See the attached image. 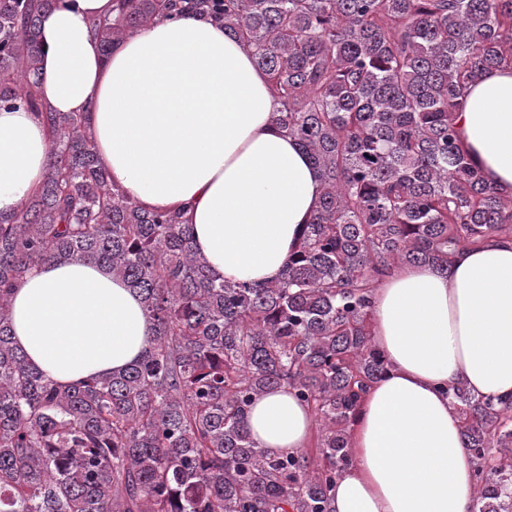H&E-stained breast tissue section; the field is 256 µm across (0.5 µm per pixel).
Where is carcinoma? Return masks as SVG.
<instances>
[{
    "label": "carcinoma",
    "instance_id": "cac0c4a2",
    "mask_svg": "<svg viewBox=\"0 0 512 512\" xmlns=\"http://www.w3.org/2000/svg\"><path fill=\"white\" fill-rule=\"evenodd\" d=\"M0 0V107L50 135L40 192L0 214V512H332L359 402L388 369L373 295L394 268L448 271L512 236L455 123L483 73L512 67V0H117L103 52L165 15L224 26L268 76L272 122L322 193L277 279H218L183 210L141 209L98 165L87 116L38 94L41 15ZM89 261L135 290L153 333L122 372L63 386L13 341L11 290L35 266ZM312 410L309 448L272 453L247 425L281 388ZM448 402L474 463L473 512H512V401L459 382Z\"/></svg>",
    "mask_w": 512,
    "mask_h": 512
}]
</instances>
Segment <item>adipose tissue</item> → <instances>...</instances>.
I'll return each mask as SVG.
<instances>
[{
	"instance_id": "adipose-tissue-1",
	"label": "adipose tissue",
	"mask_w": 512,
	"mask_h": 512,
	"mask_svg": "<svg viewBox=\"0 0 512 512\" xmlns=\"http://www.w3.org/2000/svg\"><path fill=\"white\" fill-rule=\"evenodd\" d=\"M114 0H55L40 29L42 93L84 112L100 166L146 211L179 207L193 245L228 281L278 277L321 195L308 155L271 117L266 74L223 27L160 19L102 56L95 20ZM463 148L512 192V69L486 72L457 117ZM41 118L0 109V213L40 188L49 156ZM15 345L61 385L124 370L152 323L137 294L90 262L46 263L13 290ZM372 338L390 365L359 406L353 464L333 512H472L473 463L444 391L512 398V238L460 249L448 272L408 265L374 296ZM248 427L269 451L308 447L316 421L282 388L259 398Z\"/></svg>"
}]
</instances>
